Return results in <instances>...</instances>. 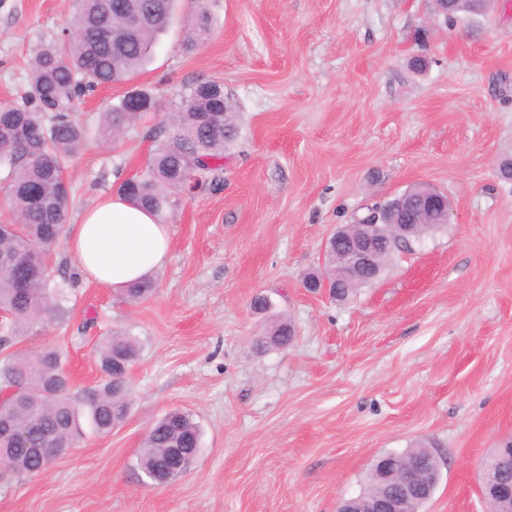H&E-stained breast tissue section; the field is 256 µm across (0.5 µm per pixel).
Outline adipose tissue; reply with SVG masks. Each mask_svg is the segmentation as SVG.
Masks as SVG:
<instances>
[{"label":"adipose tissue","mask_w":512,"mask_h":512,"mask_svg":"<svg viewBox=\"0 0 512 512\" xmlns=\"http://www.w3.org/2000/svg\"><path fill=\"white\" fill-rule=\"evenodd\" d=\"M169 246L167 226L121 195L88 209L68 236L82 279L119 293L164 266Z\"/></svg>","instance_id":"1"}]
</instances>
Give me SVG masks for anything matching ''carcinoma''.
<instances>
[{"instance_id": "carcinoma-1", "label": "carcinoma", "mask_w": 512, "mask_h": 512, "mask_svg": "<svg viewBox=\"0 0 512 512\" xmlns=\"http://www.w3.org/2000/svg\"><path fill=\"white\" fill-rule=\"evenodd\" d=\"M175 0H76V10L65 22L69 32L63 45L39 44L30 58L27 91L21 104L0 105V168L7 171L0 192L8 199L11 220L0 224V309L12 319L0 335V383L15 384L17 393L0 407V448L7 449L5 468L16 475L29 473L45 459L50 448H69L86 418L100 434H107L129 413L126 373L139 345L116 333L100 349L105 381L76 405L70 397L64 360L52 347L18 350L15 345L43 315L63 317V288L49 292L53 273L51 256L64 231L69 208L65 171L87 135L72 120L77 94L127 79L148 60L157 37L173 18ZM479 0L453 9L448 22L482 14ZM210 3L201 0L189 32L190 44L201 43L211 31ZM156 108L153 95L132 88L102 113L98 133L110 141L128 130L141 116ZM169 131L156 141L152 157L137 177L124 181L120 193L132 203L160 215L178 197L197 189L215 188L221 181L224 151L239 133L233 113L224 112V85L200 81L191 85L174 111L168 113ZM441 218L414 210L405 222L417 233L443 228ZM346 262L341 250L326 254L324 271L310 273L306 282L318 283L326 275L337 281L335 300H347L369 279L344 278ZM151 280L125 292L131 301L151 296ZM292 322L274 318L256 339L257 349L284 348L294 339ZM199 429L191 416L172 411L158 419L144 440L139 466L151 478L168 448L197 454ZM419 465V493L412 496L409 512H420L433 495L432 476L440 466L434 450L424 443L406 449ZM485 468L504 476L512 485V462L501 449ZM390 488L371 467L364 489L350 502L353 512H377L376 504Z\"/></svg>"}]
</instances>
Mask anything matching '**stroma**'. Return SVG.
I'll return each mask as SVG.
<instances>
[{"label": "stroma", "instance_id": "stroma-1", "mask_svg": "<svg viewBox=\"0 0 512 512\" xmlns=\"http://www.w3.org/2000/svg\"><path fill=\"white\" fill-rule=\"evenodd\" d=\"M73 9L0 0V104L21 103L32 49L65 41ZM195 11L176 0L130 82L79 98L88 136L66 170L67 221L146 168L166 112L199 81L223 83L238 114L223 181L161 216L170 254L146 300L81 281L57 246L69 312L21 346L61 350L82 388L125 332L140 345L130 411L107 434L82 424L42 474L0 476V512H337L379 455L419 442L442 460L422 512H487L481 465L512 440V180L499 170L512 155V0L452 26L431 0H219L192 45ZM131 86L158 111L101 139L102 112ZM418 183L447 194L446 227L346 302L304 288L334 229ZM260 294L293 322L292 345L255 350ZM173 410L197 423L200 451L157 486L141 446Z\"/></svg>", "mask_w": 512, "mask_h": 512}]
</instances>
